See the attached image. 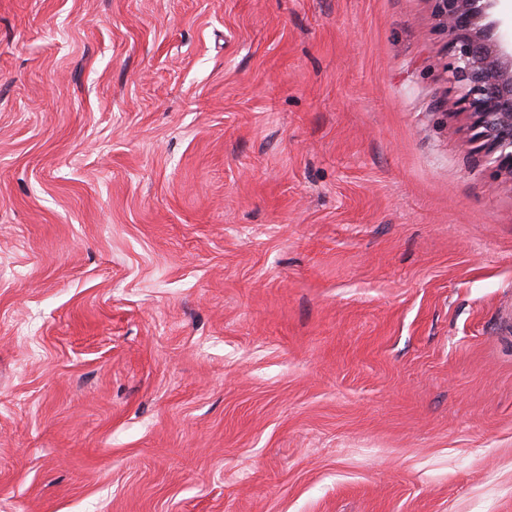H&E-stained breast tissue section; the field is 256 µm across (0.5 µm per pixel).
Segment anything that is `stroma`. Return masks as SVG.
I'll return each mask as SVG.
<instances>
[{
	"instance_id": "obj_1",
	"label": "stroma",
	"mask_w": 512,
	"mask_h": 512,
	"mask_svg": "<svg viewBox=\"0 0 512 512\" xmlns=\"http://www.w3.org/2000/svg\"><path fill=\"white\" fill-rule=\"evenodd\" d=\"M431 0H0V512H512V183Z\"/></svg>"
}]
</instances>
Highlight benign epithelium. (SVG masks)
<instances>
[{
	"instance_id": "obj_1",
	"label": "benign epithelium",
	"mask_w": 512,
	"mask_h": 512,
	"mask_svg": "<svg viewBox=\"0 0 512 512\" xmlns=\"http://www.w3.org/2000/svg\"><path fill=\"white\" fill-rule=\"evenodd\" d=\"M450 37L448 83L486 155L512 181V52L495 38V0H433Z\"/></svg>"
}]
</instances>
